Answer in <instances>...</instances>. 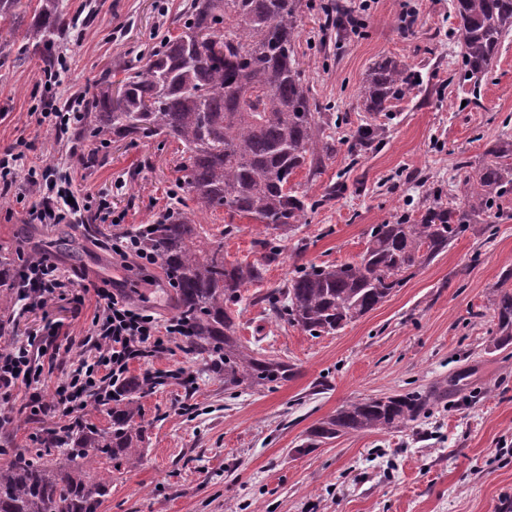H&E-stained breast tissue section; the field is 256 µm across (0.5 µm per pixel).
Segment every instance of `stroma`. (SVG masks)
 I'll list each match as a JSON object with an SVG mask.
<instances>
[{
	"mask_svg": "<svg viewBox=\"0 0 512 512\" xmlns=\"http://www.w3.org/2000/svg\"><path fill=\"white\" fill-rule=\"evenodd\" d=\"M188 0H65L69 15L95 16L57 59L62 86L97 92L101 74L123 64L143 67ZM334 0H302L296 45L308 94L324 112L327 150L292 176L311 207L305 224L283 233L223 210H200L202 246L221 249L229 264L262 266L261 281L241 289L236 337L250 349L293 365L274 389L243 386L235 394L206 360L176 351L133 363L144 370L184 368L188 385H156L141 398L144 458L112 473L99 512H502L512 504V345L495 347L494 303L512 291V195L500 213L475 217L446 251L407 275L401 288L330 335L310 336L281 319L265 300L285 288L298 267L358 262L373 225L419 217L433 206L464 205L469 180L488 150L512 141V38L490 73L461 76L453 0H341L363 8L358 32H327ZM417 22L404 29L403 15ZM0 16V148L25 138L26 164L71 169L81 193L108 195L124 228L155 223L171 207L180 160L175 142L120 140L106 150L93 140L72 144L47 134L32 116L43 91L38 52L20 53L21 37ZM407 63L421 84L381 112L360 98L373 64ZM365 126L379 143L356 144ZM16 194L0 198V247L24 241L48 257L75 287L108 283L137 306L171 318L169 287L159 267L113 260L108 224L71 225L79 251L59 244L54 225L28 224ZM279 254L264 259L262 241ZM96 310L94 296L72 295L16 316L0 331V346L62 323L83 339ZM444 387L448 397L429 418L397 431L344 436L304 450L311 426L347 401L411 388ZM30 392L18 387L9 405V433L0 448H29L58 428L56 413L28 417Z\"/></svg>",
	"mask_w": 512,
	"mask_h": 512,
	"instance_id": "stroma-1",
	"label": "stroma"
}]
</instances>
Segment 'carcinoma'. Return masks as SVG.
I'll return each instance as SVG.
<instances>
[{"label": "carcinoma", "instance_id": "carcinoma-1", "mask_svg": "<svg viewBox=\"0 0 512 512\" xmlns=\"http://www.w3.org/2000/svg\"><path fill=\"white\" fill-rule=\"evenodd\" d=\"M455 38L471 75L489 72L499 46L512 34V0H454ZM301 0H190L182 31L162 41L146 65L120 80L123 97H88L83 121L65 131L80 141L165 136L181 145L179 203L224 209L273 230L303 223L305 196L289 186L291 176L315 153L323 136L321 113L311 103L296 58ZM79 22L67 17L64 0H40L23 36L54 63L64 37ZM417 77L404 62L378 61L361 88L369 112L409 94ZM472 177L467 209H427L415 220L371 228L360 261L311 265L268 297L278 314L308 332L331 334L385 301L404 274L431 261L467 230V210L487 212L512 194V142L491 151ZM193 213L178 210L154 225L145 248L170 285L174 317L183 327L184 350L202 355L224 376V390L242 385L273 388L293 375L292 365L263 356L233 336L240 289L261 279L257 265H228L220 249L196 244ZM21 265L0 254V319L8 320L16 298L10 288ZM493 343L512 344V292H500ZM144 381L127 380L112 398L111 426L83 422L65 437L52 434L35 448H21L0 464V512H99L108 482L91 474L97 465L114 471L137 467L145 429L132 394ZM440 389L409 390L385 398L343 404L310 428L305 449L344 435L401 429L418 422L445 399Z\"/></svg>", "mask_w": 512, "mask_h": 512}]
</instances>
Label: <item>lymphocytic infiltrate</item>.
Wrapping results in <instances>:
<instances>
[{"label":"lymphocytic infiltrate","instance_id":"obj_1","mask_svg":"<svg viewBox=\"0 0 512 512\" xmlns=\"http://www.w3.org/2000/svg\"><path fill=\"white\" fill-rule=\"evenodd\" d=\"M28 204L25 221L29 224H85L91 221L110 223L116 231L112 246L122 259L135 260L141 266L155 264L154 256L141 246V231L122 229V216L113 214L106 198L90 200L74 195L70 172L52 167L29 170ZM54 264L39 259L31 261L17 284L24 310L44 307L55 295L72 288ZM93 294L97 311L79 350L71 346L54 349V357L68 355L67 382L55 392L56 407L68 421L82 417L89 405L107 404L124 383L129 366L161 354H174L181 325L176 319L157 320L146 310L133 306L125 296L98 287ZM45 350L36 335L14 340L0 347V403L14 398L18 385L32 388L29 402L31 414L46 409L36 388L40 383L39 357Z\"/></svg>","mask_w":512,"mask_h":512}]
</instances>
